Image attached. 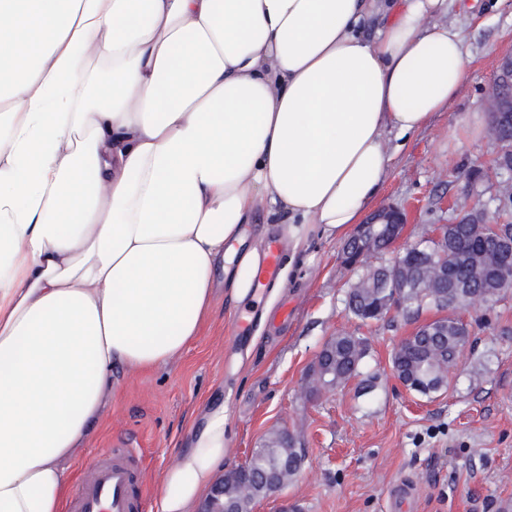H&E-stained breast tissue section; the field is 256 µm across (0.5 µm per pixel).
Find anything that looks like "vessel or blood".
I'll use <instances>...</instances> for the list:
<instances>
[{
  "label": "vessel or blood",
  "instance_id": "vessel-or-blood-1",
  "mask_svg": "<svg viewBox=\"0 0 512 512\" xmlns=\"http://www.w3.org/2000/svg\"><path fill=\"white\" fill-rule=\"evenodd\" d=\"M279 268L280 252L274 246L253 276L254 288L272 283ZM139 491L137 455L123 442L104 455L96 469L80 478L67 501L66 512H135Z\"/></svg>",
  "mask_w": 512,
  "mask_h": 512
}]
</instances>
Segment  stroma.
<instances>
[{
	"instance_id": "obj_1",
	"label": "stroma",
	"mask_w": 512,
	"mask_h": 512,
	"mask_svg": "<svg viewBox=\"0 0 512 512\" xmlns=\"http://www.w3.org/2000/svg\"><path fill=\"white\" fill-rule=\"evenodd\" d=\"M435 23L467 34L468 72L444 111L404 138L375 206L417 205L410 241L433 224L456 222L443 207L470 191L491 201L487 178H474L493 153L485 93L497 59L512 49V0H451ZM343 240L311 234L292 261L274 307L233 302L216 278L210 317L182 358L150 371H112V400L69 460L72 477L92 471L121 439L141 450L146 491L138 512H153L161 474L189 445L188 424L223 406L229 429L225 470L245 462L272 431L289 430L305 453L299 473L255 512H388L393 486L413 484V512H512V291L489 322L464 312L474 344L445 389L425 397L395 375L391 356L412 323H362L345 308L354 274ZM340 332L368 340L364 377L309 396L307 372Z\"/></svg>"
}]
</instances>
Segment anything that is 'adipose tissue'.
<instances>
[{"label":"adipose tissue","instance_id":"ef3b65f1","mask_svg":"<svg viewBox=\"0 0 512 512\" xmlns=\"http://www.w3.org/2000/svg\"><path fill=\"white\" fill-rule=\"evenodd\" d=\"M446 2L0 0V512H60L113 367L178 360L216 270L250 296L258 211L297 249L361 223L387 134L467 75ZM226 423H191L157 512L209 490Z\"/></svg>","mask_w":512,"mask_h":512}]
</instances>
